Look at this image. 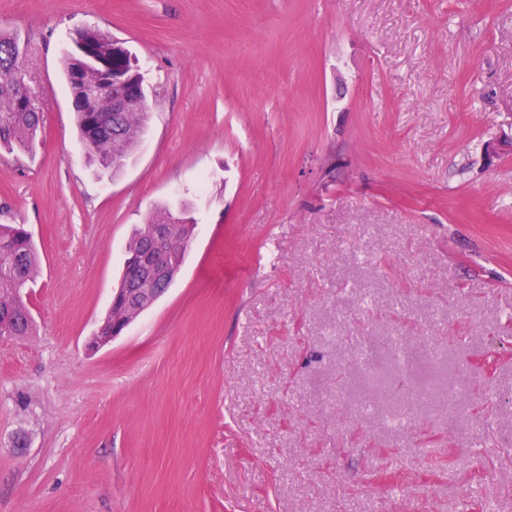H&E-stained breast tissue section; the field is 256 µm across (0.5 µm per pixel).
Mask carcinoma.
<instances>
[{
    "instance_id": "obj_1",
    "label": "carcinoma",
    "mask_w": 512,
    "mask_h": 512,
    "mask_svg": "<svg viewBox=\"0 0 512 512\" xmlns=\"http://www.w3.org/2000/svg\"><path fill=\"white\" fill-rule=\"evenodd\" d=\"M83 41L101 55L108 53L112 37L98 29L86 27ZM79 52L66 53L64 75L70 86L75 120L87 153L104 167L124 159L140 142L146 128L149 104L137 105L126 112H108L109 95L102 93L96 102L84 100L86 88L100 81V72L91 60L85 62L79 81L72 71ZM26 48L14 35L0 33V149L30 150L40 130L42 109L39 93L27 65ZM27 82L26 103L16 97L19 81ZM153 224H177L181 233L167 239L159 251L162 262L178 269L190 245V227L176 219L167 209L150 215L137 225L127 247L126 275L136 277L137 262L150 243ZM38 272L36 245L18 224H0V319H8L13 335L20 338L34 332L35 322L28 307L27 288Z\"/></svg>"
}]
</instances>
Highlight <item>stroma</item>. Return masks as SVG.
<instances>
[{
    "label": "stroma",
    "mask_w": 512,
    "mask_h": 512,
    "mask_svg": "<svg viewBox=\"0 0 512 512\" xmlns=\"http://www.w3.org/2000/svg\"><path fill=\"white\" fill-rule=\"evenodd\" d=\"M83 27L146 77L114 172L61 73ZM1 29L46 109L0 155L40 259L0 512H512V0H0ZM165 209L177 278L90 351Z\"/></svg>",
    "instance_id": "obj_1"
}]
</instances>
